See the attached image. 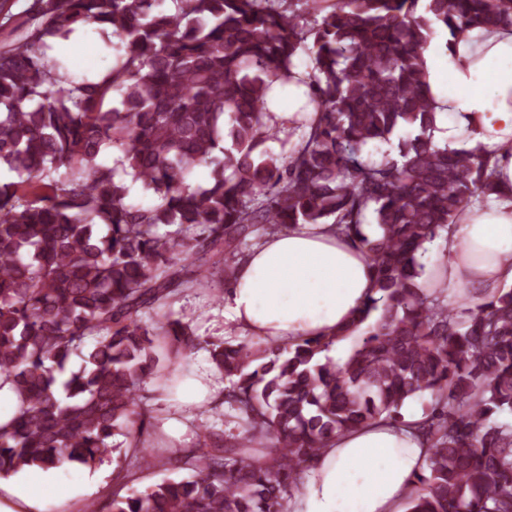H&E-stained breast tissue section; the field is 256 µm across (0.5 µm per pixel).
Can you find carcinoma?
<instances>
[{
    "label": "carcinoma",
    "instance_id": "1",
    "mask_svg": "<svg viewBox=\"0 0 512 512\" xmlns=\"http://www.w3.org/2000/svg\"><path fill=\"white\" fill-rule=\"evenodd\" d=\"M31 0L0 44V376L21 407L0 425V478L96 466L125 450L146 465L141 385L198 343L178 319L143 316L192 284L219 298L247 237L334 224L369 253L375 295L344 365L315 337L208 343L237 433L207 431L190 471L112 499L109 512H283L336 435L400 422L424 397L427 471L408 512H512V288L460 309L418 283L439 231L474 200L512 193L492 153L432 141L424 52L476 28H512V0ZM95 24L112 65L75 82L47 54ZM310 65L300 143L275 152L273 85ZM397 139L398 155L369 149ZM111 152L112 164L102 161ZM210 168L206 186L186 183ZM157 201H129L125 177ZM170 227L163 236L160 226ZM121 436L123 440L115 441Z\"/></svg>",
    "mask_w": 512,
    "mask_h": 512
}]
</instances>
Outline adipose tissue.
I'll use <instances>...</instances> for the list:
<instances>
[{"label": "adipose tissue", "instance_id": "obj_1", "mask_svg": "<svg viewBox=\"0 0 512 512\" xmlns=\"http://www.w3.org/2000/svg\"><path fill=\"white\" fill-rule=\"evenodd\" d=\"M435 98L436 145L483 147L497 159L495 178L512 187V31L476 29L425 52ZM443 261L429 288L465 293L483 305L512 286V197L470 204L465 219L439 237ZM374 293L371 258L331 224H294L265 236L238 263L224 296V328L280 345L316 336L343 361L340 332ZM380 424L336 437L305 470L294 492L299 512H404L428 446L413 425ZM47 471L21 472L0 485L14 512L36 506Z\"/></svg>", "mask_w": 512, "mask_h": 512}]
</instances>
